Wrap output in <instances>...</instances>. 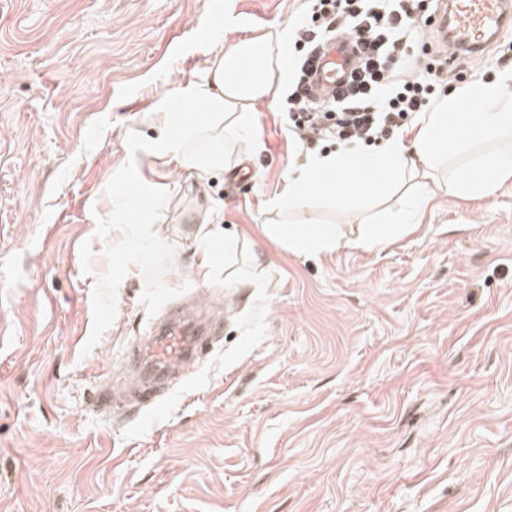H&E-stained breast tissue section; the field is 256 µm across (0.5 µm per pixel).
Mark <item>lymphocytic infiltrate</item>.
Listing matches in <instances>:
<instances>
[{
    "instance_id": "1",
    "label": "lymphocytic infiltrate",
    "mask_w": 512,
    "mask_h": 512,
    "mask_svg": "<svg viewBox=\"0 0 512 512\" xmlns=\"http://www.w3.org/2000/svg\"><path fill=\"white\" fill-rule=\"evenodd\" d=\"M309 9L291 29V58L282 109L293 143L371 144L400 135L404 121L419 117L448 93L462 72L446 63L421 64L414 48L424 26V0H308ZM339 35L354 39L357 64L348 82L326 102L309 91L318 46Z\"/></svg>"
}]
</instances>
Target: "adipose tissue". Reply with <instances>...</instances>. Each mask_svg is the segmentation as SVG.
Masks as SVG:
<instances>
[{"mask_svg":"<svg viewBox=\"0 0 512 512\" xmlns=\"http://www.w3.org/2000/svg\"><path fill=\"white\" fill-rule=\"evenodd\" d=\"M290 44L286 31L267 40L237 39L208 48L199 79L178 89L183 100H202L208 111L202 122H182L165 129L153 144L154 156L204 179L212 170H232L221 146L224 131H244L241 152L253 142L246 132L254 124L253 108L269 97L274 79L287 75ZM478 102V112L460 104ZM415 174L422 190L435 187L461 198H488L498 185L512 181V82H475L457 89L453 98L424 113L412 140L394 138L374 153L349 148L314 156L288 175L273 209L302 207L312 196L337 198L350 185L381 192ZM412 213L387 224L359 225L354 237H342L331 224H266L263 236L286 244L297 255L329 253L339 247L378 252L393 238L414 232Z\"/></svg>","mask_w":512,"mask_h":512,"instance_id":"obj_1","label":"adipose tissue"}]
</instances>
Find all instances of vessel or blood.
<instances>
[{"instance_id": "1", "label": "vessel or blood", "mask_w": 512, "mask_h": 512, "mask_svg": "<svg viewBox=\"0 0 512 512\" xmlns=\"http://www.w3.org/2000/svg\"><path fill=\"white\" fill-rule=\"evenodd\" d=\"M506 0H451L450 13L435 17L430 26L442 41L457 47L480 51L501 35ZM357 58V47L346 37L329 41L317 55L311 86L314 98L335 93L346 82ZM224 331V318L212 313L192 315L183 304H176L164 316L151 322L142 340L126 350L123 364L135 374L131 388L134 400L142 408L155 411L164 400L172 378L182 367L206 356L213 340Z\"/></svg>"}]
</instances>
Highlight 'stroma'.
<instances>
[{
  "label": "stroma",
  "mask_w": 512,
  "mask_h": 512,
  "mask_svg": "<svg viewBox=\"0 0 512 512\" xmlns=\"http://www.w3.org/2000/svg\"><path fill=\"white\" fill-rule=\"evenodd\" d=\"M215 3L0 0V512H512V185L436 193L378 253L295 255L260 225L350 230L409 200L271 213L304 159L278 95L232 171L156 179L155 106L203 48L308 11ZM502 57L512 27L458 64L498 80ZM205 224L244 241L227 272L215 240L201 281ZM198 297L224 315L211 356L159 413L104 418L93 395L126 347Z\"/></svg>",
  "instance_id": "35a3bbf8"
}]
</instances>
